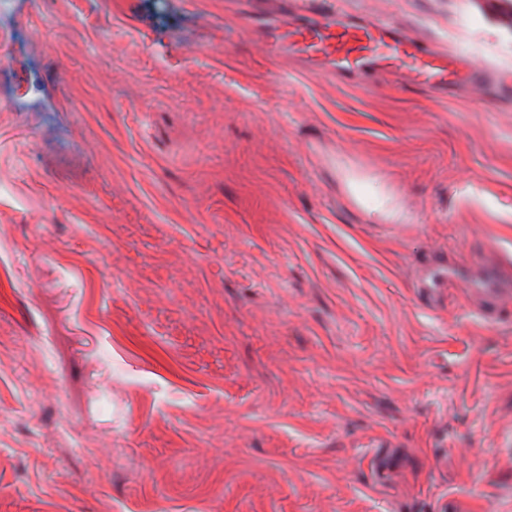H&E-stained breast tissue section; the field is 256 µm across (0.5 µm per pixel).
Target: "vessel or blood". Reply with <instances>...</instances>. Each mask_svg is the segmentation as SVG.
Instances as JSON below:
<instances>
[{
	"label": "vessel or blood",
	"mask_w": 512,
	"mask_h": 512,
	"mask_svg": "<svg viewBox=\"0 0 512 512\" xmlns=\"http://www.w3.org/2000/svg\"><path fill=\"white\" fill-rule=\"evenodd\" d=\"M325 2L304 0L301 18L284 22L276 30L278 45L346 75L398 65L414 71L420 84L436 88L472 86L492 79L490 73L474 70L460 57L424 49L391 23L352 20L325 11Z\"/></svg>",
	"instance_id": "b4317fda"
}]
</instances>
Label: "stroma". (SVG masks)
<instances>
[{"mask_svg":"<svg viewBox=\"0 0 512 512\" xmlns=\"http://www.w3.org/2000/svg\"><path fill=\"white\" fill-rule=\"evenodd\" d=\"M296 8L0 16V512H512V99L312 68ZM336 8L512 85V0ZM349 186L356 199L378 219L393 217L396 211L392 208V194L381 183H363L350 181Z\"/></svg>","mask_w":512,"mask_h":512,"instance_id":"35a3bbf8","label":"stroma"}]
</instances>
